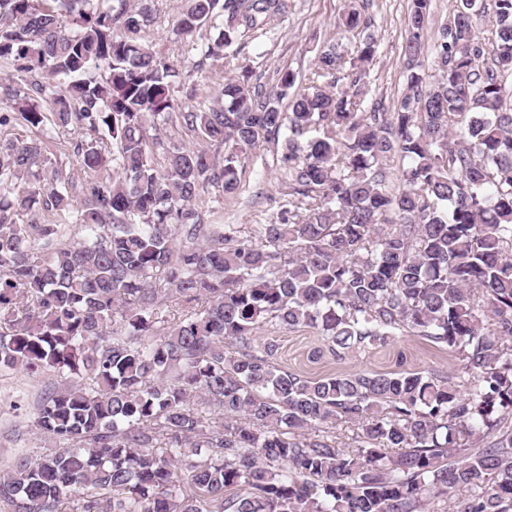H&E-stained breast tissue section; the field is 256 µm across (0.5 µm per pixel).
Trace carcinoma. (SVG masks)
Instances as JSON below:
<instances>
[{
  "label": "carcinoma",
  "mask_w": 512,
  "mask_h": 512,
  "mask_svg": "<svg viewBox=\"0 0 512 512\" xmlns=\"http://www.w3.org/2000/svg\"><path fill=\"white\" fill-rule=\"evenodd\" d=\"M430 2L410 0L384 109L354 5L363 37L310 90L244 66L207 100L142 42L155 0H0V375L43 377L29 431L57 446L16 449L0 512H512V0H456L431 80ZM287 11L184 0L174 31L199 72ZM281 136L288 206L207 223L202 194H236L239 157ZM268 325L338 356L417 336L466 374L309 377L254 345Z\"/></svg>",
  "instance_id": "obj_1"
}]
</instances>
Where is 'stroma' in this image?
<instances>
[{"label":"stroma","instance_id":"stroma-1","mask_svg":"<svg viewBox=\"0 0 512 512\" xmlns=\"http://www.w3.org/2000/svg\"><path fill=\"white\" fill-rule=\"evenodd\" d=\"M357 7L371 21L377 39V53L371 65V96L385 103L397 100L404 88L403 45L409 0H289L288 12L275 21L267 34L234 44L223 59L206 67L201 83L203 96H213L224 78L237 66L249 65L255 79L273 84L278 72L290 70L299 80H306L315 59L336 38V26L348 3ZM183 0H158V18L144 40L177 66L196 60L191 39L176 35L174 18ZM277 146L261 143L241 155L243 169L237 194L222 196L208 189L202 206L211 210L219 224H266L271 222L281 204L288 201V189L276 160ZM255 344L272 351V361L279 368L308 376L360 371H389L398 365L406 368L462 370L459 357L424 344L413 336L398 338L394 344L337 358L311 328L288 331L264 327ZM37 378L21 376L0 381V469L10 463L15 450L9 439L15 419L10 410L14 387H33Z\"/></svg>","mask_w":512,"mask_h":512}]
</instances>
